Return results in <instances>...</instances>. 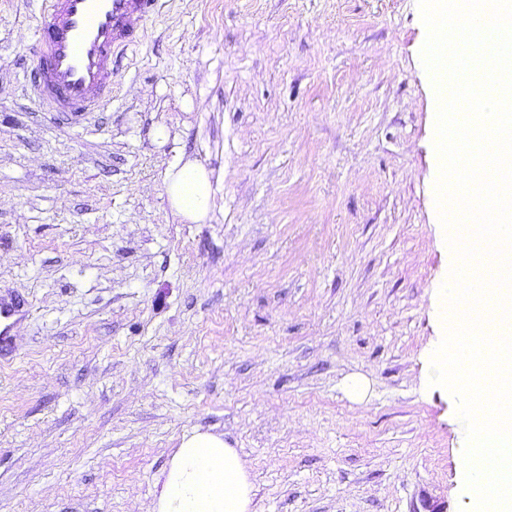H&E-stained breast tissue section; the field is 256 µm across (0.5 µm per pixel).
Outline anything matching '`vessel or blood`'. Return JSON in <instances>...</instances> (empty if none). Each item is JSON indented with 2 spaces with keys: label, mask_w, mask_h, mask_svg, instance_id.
Returning a JSON list of instances; mask_svg holds the SVG:
<instances>
[{
  "label": "vessel or blood",
  "mask_w": 512,
  "mask_h": 512,
  "mask_svg": "<svg viewBox=\"0 0 512 512\" xmlns=\"http://www.w3.org/2000/svg\"><path fill=\"white\" fill-rule=\"evenodd\" d=\"M159 8L160 0H42L30 92L73 125L106 111L114 55L135 43ZM31 311L27 297L0 294V361L14 358L13 329Z\"/></svg>",
  "instance_id": "obj_1"
}]
</instances>
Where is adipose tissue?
<instances>
[{
  "label": "adipose tissue",
  "mask_w": 512,
  "mask_h": 512,
  "mask_svg": "<svg viewBox=\"0 0 512 512\" xmlns=\"http://www.w3.org/2000/svg\"><path fill=\"white\" fill-rule=\"evenodd\" d=\"M164 192L184 221L205 222L212 206L209 172L179 161L166 172ZM253 488L244 461L222 436L184 435L162 476L154 512H252Z\"/></svg>",
  "instance_id": "adipose-tissue-1"
}]
</instances>
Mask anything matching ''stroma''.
<instances>
[{
	"label": "stroma",
	"instance_id": "35a3bbf8",
	"mask_svg": "<svg viewBox=\"0 0 512 512\" xmlns=\"http://www.w3.org/2000/svg\"><path fill=\"white\" fill-rule=\"evenodd\" d=\"M40 8L0 0V291L33 301L0 512H149L193 431L247 462L255 512H463L418 0H162L83 127L25 94ZM182 157L206 223L164 193ZM163 186L170 207L181 219L199 224L209 218L213 191L203 166L180 159L167 170Z\"/></svg>",
	"mask_w": 512,
	"mask_h": 512
}]
</instances>
